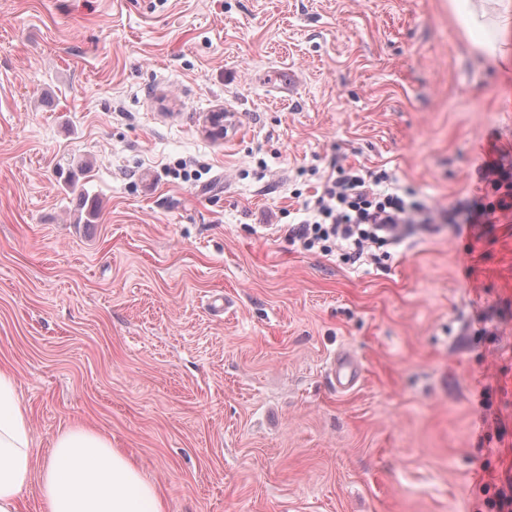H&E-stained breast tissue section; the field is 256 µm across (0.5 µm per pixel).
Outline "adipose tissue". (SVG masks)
Segmentation results:
<instances>
[{
    "label": "adipose tissue",
    "mask_w": 512,
    "mask_h": 512,
    "mask_svg": "<svg viewBox=\"0 0 512 512\" xmlns=\"http://www.w3.org/2000/svg\"><path fill=\"white\" fill-rule=\"evenodd\" d=\"M448 11L481 56L503 63L511 58L512 0H448ZM35 461L15 378L0 369V512H22L34 482L42 512H165L157 486L109 437L88 426L58 431L43 466Z\"/></svg>",
    "instance_id": "adipose-tissue-1"
}]
</instances>
